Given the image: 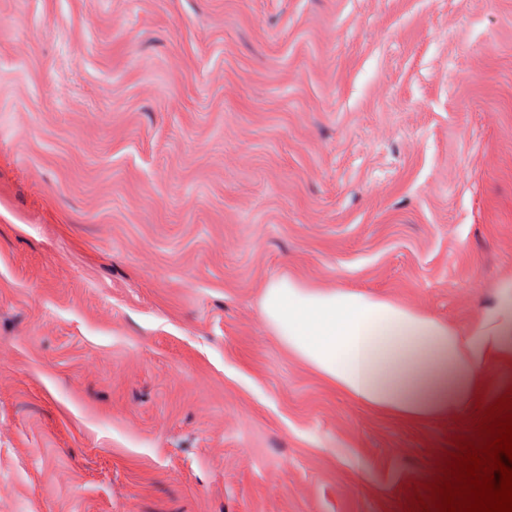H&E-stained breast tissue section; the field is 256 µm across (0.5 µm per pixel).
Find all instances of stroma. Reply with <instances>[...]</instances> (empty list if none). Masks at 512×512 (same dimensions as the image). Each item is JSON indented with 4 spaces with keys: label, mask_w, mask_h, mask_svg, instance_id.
Segmentation results:
<instances>
[{
    "label": "stroma",
    "mask_w": 512,
    "mask_h": 512,
    "mask_svg": "<svg viewBox=\"0 0 512 512\" xmlns=\"http://www.w3.org/2000/svg\"><path fill=\"white\" fill-rule=\"evenodd\" d=\"M284 276L503 301L512 0H0V512H401L474 411L352 401Z\"/></svg>",
    "instance_id": "obj_1"
}]
</instances>
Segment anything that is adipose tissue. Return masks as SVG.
Returning a JSON list of instances; mask_svg holds the SVG:
<instances>
[{"label": "adipose tissue", "instance_id": "obj_1", "mask_svg": "<svg viewBox=\"0 0 512 512\" xmlns=\"http://www.w3.org/2000/svg\"><path fill=\"white\" fill-rule=\"evenodd\" d=\"M262 316L289 352L356 402L428 419L473 400L487 354H512V297L469 338L447 323L362 291L292 277L265 287Z\"/></svg>", "mask_w": 512, "mask_h": 512}]
</instances>
